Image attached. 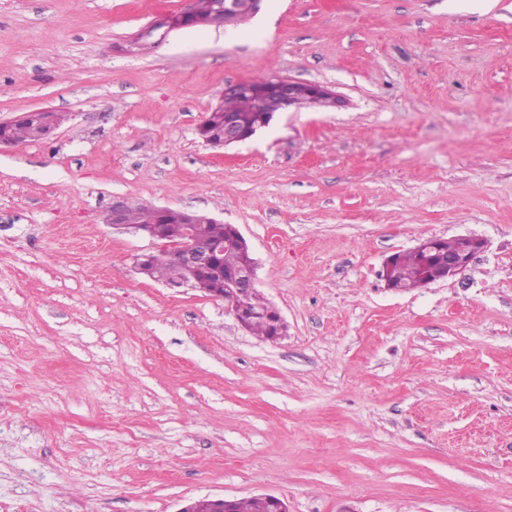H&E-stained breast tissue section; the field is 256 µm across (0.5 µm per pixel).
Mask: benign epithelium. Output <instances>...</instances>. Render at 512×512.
I'll use <instances>...</instances> for the list:
<instances>
[{"instance_id": "benign-epithelium-1", "label": "benign epithelium", "mask_w": 512, "mask_h": 512, "mask_svg": "<svg viewBox=\"0 0 512 512\" xmlns=\"http://www.w3.org/2000/svg\"><path fill=\"white\" fill-rule=\"evenodd\" d=\"M261 0H224V11L218 13L214 19L217 27L237 25L249 20L260 8ZM192 10H187L178 16H165L153 23L143 36L150 37L154 32L163 29L167 32L188 26L187 17ZM304 86L308 93L321 100H328L331 103L338 102L336 95L328 87L316 83L301 84L298 81L270 78L265 96L260 101L259 111L267 113L266 122H271L275 114L287 112L292 108L294 96L299 86ZM37 119V137L46 138L62 125L64 117L49 109H37L25 112L14 119V122H25L30 119ZM247 140L238 120L235 116L227 113L224 115V126L220 140L214 144L216 148H226ZM132 207V202L125 197H117L112 200V207L109 210L106 222L112 228L132 234H140L150 238L155 250L149 254H143L136 259V270L143 272L146 268L168 257H174L192 274L196 271H208L217 276L221 275L219 259L224 254V248L242 246L246 239L239 229H234V235L224 241L200 244L196 238V227L208 221L204 214L180 211L185 224L184 236L182 239L172 242L164 236L161 226L154 224L146 228H138L128 225L125 222L127 211ZM459 245L448 250L441 246L442 239L428 238L421 241L414 251L421 255L426 266H433L440 272V278L447 280L462 274L469 266L473 257L484 250L487 242L482 238L461 236L458 238ZM257 262L249 263L244 274L231 280L227 285L217 288L211 294V298L224 302L227 313L233 315L241 327H246L247 314L237 303V298L245 293L256 291L257 283Z\"/></svg>"}]
</instances>
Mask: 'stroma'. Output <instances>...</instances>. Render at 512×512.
<instances>
[{
  "instance_id": "stroma-1",
  "label": "stroma",
  "mask_w": 512,
  "mask_h": 512,
  "mask_svg": "<svg viewBox=\"0 0 512 512\" xmlns=\"http://www.w3.org/2000/svg\"><path fill=\"white\" fill-rule=\"evenodd\" d=\"M191 0H0V512H512V0H262L129 50ZM327 86L216 149L230 82ZM236 225L288 324L135 270L114 197ZM486 248L394 291L420 239ZM33 118H36L38 122L36 137L42 139L47 138L56 129H58L63 124L62 121L64 120V117L61 114L56 113V111L49 109H37L31 112L22 113L12 121L0 122L1 128L16 123L8 128L0 129V133L5 134H0V149L2 146H11L16 142L37 140L34 136V124L25 122ZM396 259V255H392L388 257L385 261L383 268V277L386 282L387 288L393 290H406L411 288H420L424 287L432 282L437 280H433L431 277L426 275V280L424 284H421L422 281V269H421V261L417 255H415L412 251H407L404 253H399L397 257V262L395 265V281L399 285L400 288H396L393 285V268L394 262ZM420 284V285H416ZM416 285V286H414ZM413 286V287H412ZM261 496L244 497L237 501V498L226 499L223 497H213L202 499L211 503L216 512H232L231 506L234 505V512H272V502L275 507V512H282L283 506L281 505L280 498L273 494H264ZM268 500V501H267Z\"/></svg>"
}]
</instances>
